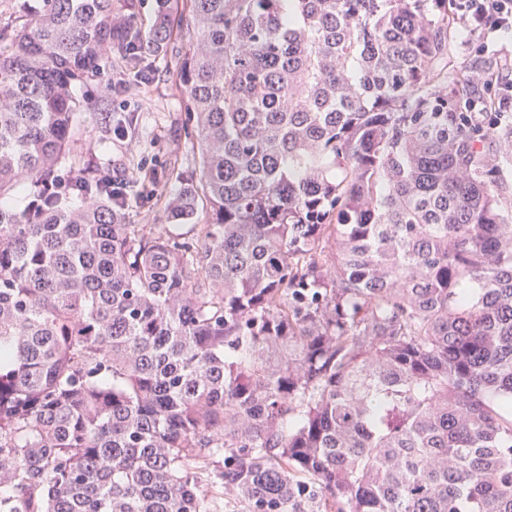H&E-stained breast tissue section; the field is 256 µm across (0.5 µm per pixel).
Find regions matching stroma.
Returning a JSON list of instances; mask_svg holds the SVG:
<instances>
[{
  "mask_svg": "<svg viewBox=\"0 0 512 512\" xmlns=\"http://www.w3.org/2000/svg\"><path fill=\"white\" fill-rule=\"evenodd\" d=\"M188 41L186 24H179L173 48L152 63L154 79L150 96L132 76L118 70L106 71L100 79L76 86L75 93L87 102L81 122L79 139L86 152V161L103 174H122L129 159L149 168L159 185L175 194L181 188L174 173L191 178L198 169V154L186 138L188 112L185 101L174 87L178 82L182 57ZM448 72L472 80L481 100L494 101L497 88H486L476 82V74L501 77L512 73V33L498 34L492 43H485L482 33L472 31L457 17L448 15ZM117 112L138 114L140 138L137 143L109 136L112 116Z\"/></svg>",
  "mask_w": 512,
  "mask_h": 512,
  "instance_id": "obj_1",
  "label": "stroma"
}]
</instances>
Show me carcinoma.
<instances>
[{
	"label": "carcinoma",
	"mask_w": 512,
	"mask_h": 512,
	"mask_svg": "<svg viewBox=\"0 0 512 512\" xmlns=\"http://www.w3.org/2000/svg\"><path fill=\"white\" fill-rule=\"evenodd\" d=\"M178 5L172 223L44 192ZM0 8V512H512V124L459 110L448 0Z\"/></svg>",
	"instance_id": "carcinoma-1"
}]
</instances>
